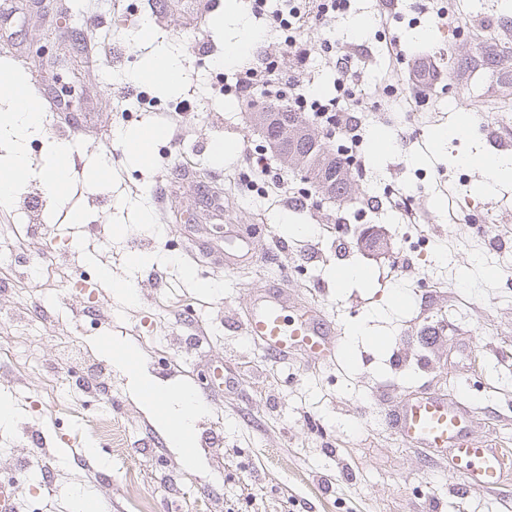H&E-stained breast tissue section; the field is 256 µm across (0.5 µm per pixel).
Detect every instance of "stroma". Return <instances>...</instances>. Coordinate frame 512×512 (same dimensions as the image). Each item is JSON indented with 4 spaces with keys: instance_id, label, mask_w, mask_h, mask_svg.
<instances>
[{
    "instance_id": "1",
    "label": "stroma",
    "mask_w": 512,
    "mask_h": 512,
    "mask_svg": "<svg viewBox=\"0 0 512 512\" xmlns=\"http://www.w3.org/2000/svg\"><path fill=\"white\" fill-rule=\"evenodd\" d=\"M235 5L228 15L225 0L202 9L195 0H16L18 17L0 27V81L38 78L57 91L75 65L64 31L101 18L96 38L112 53L70 97L84 123L64 132L47 111L30 140L38 165L49 142L73 147L67 202L47 196L43 212L66 242L26 248L33 261L107 268L135 286L129 303L63 282L0 296V394L17 410L0 429V477L17 486L18 512H73L84 492L105 512H512V477L467 491L446 459L404 447L388 420L407 396L436 389L468 403L473 438L512 449V246L488 245L490 230L512 228V182L481 192V172L463 161L493 153L491 133H512V90L501 93L490 70L468 78L456 67L485 38L512 47V11L503 0H351L305 26L316 93L335 96L343 55L358 83L347 106L361 125L360 166L352 198L339 203L267 147L247 94L222 92L235 67L254 61L248 51L225 63L226 45L260 30L251 0ZM442 7L449 16L436 19ZM392 39L400 55L388 53ZM159 44L182 62L179 92L135 78ZM418 53L444 73L426 97L409 78ZM465 113L466 134L437 147L438 131ZM152 127L165 135L150 161L130 164L115 132ZM259 156L280 168L287 196L264 188L261 174L243 180ZM253 225L256 255L235 261ZM370 225L382 250L338 245L337 231ZM396 252L409 270L390 272ZM346 267L367 279L339 285ZM282 287L289 306L335 319L333 362L273 359L247 336L254 296ZM90 308L97 323L83 317ZM106 342L128 348L154 379L204 395L195 469L130 393ZM87 359L101 385L84 394L74 382ZM216 365L228 385L212 387Z\"/></svg>"
}]
</instances>
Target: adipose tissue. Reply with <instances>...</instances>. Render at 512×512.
<instances>
[{
  "label": "adipose tissue",
  "mask_w": 512,
  "mask_h": 512,
  "mask_svg": "<svg viewBox=\"0 0 512 512\" xmlns=\"http://www.w3.org/2000/svg\"><path fill=\"white\" fill-rule=\"evenodd\" d=\"M41 123L42 114L24 86L0 84V140L5 143V150L0 153L1 208L11 205L19 180L31 172L27 139L37 132ZM71 153L68 143H50L47 161L39 171L59 199L64 198L70 183L66 163ZM112 359L125 370L143 408L160 422L171 447L183 455L187 467H195L198 456L194 421L203 409L202 403L190 389L175 390L150 378L127 350H113Z\"/></svg>",
  "instance_id": "1"
}]
</instances>
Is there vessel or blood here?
Masks as SVG:
<instances>
[{
	"instance_id": "vessel-or-blood-1",
	"label": "vessel or blood",
	"mask_w": 512,
	"mask_h": 512,
	"mask_svg": "<svg viewBox=\"0 0 512 512\" xmlns=\"http://www.w3.org/2000/svg\"><path fill=\"white\" fill-rule=\"evenodd\" d=\"M409 70L415 87L423 91L432 90L442 76L430 56L411 58ZM245 328L272 357L299 350L325 361L334 354L335 320L308 307L301 314L288 317L286 306L276 295L255 300ZM393 422L395 434L405 447L451 454L453 473L461 476L470 489L479 491L501 484L506 471L501 450L469 437L467 410L458 400L426 394L408 397Z\"/></svg>"
}]
</instances>
